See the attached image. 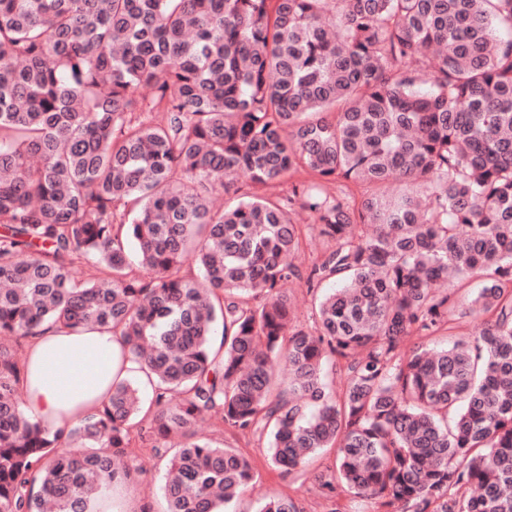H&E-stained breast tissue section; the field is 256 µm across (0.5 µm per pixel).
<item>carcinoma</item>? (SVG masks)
<instances>
[{
  "label": "carcinoma",
  "mask_w": 512,
  "mask_h": 512,
  "mask_svg": "<svg viewBox=\"0 0 512 512\" xmlns=\"http://www.w3.org/2000/svg\"><path fill=\"white\" fill-rule=\"evenodd\" d=\"M496 23L512 28V0H0V336L110 326L154 387L145 409L136 382L112 384L72 451L23 412L0 345V512H97L141 472L122 459L144 410L156 451L182 438L165 512H229L256 480L198 433L212 415L267 435L284 476L335 449L328 496L512 512V38ZM298 172L375 191L267 193ZM241 174L258 192L214 209ZM299 209L331 243L304 269ZM191 253L199 280L180 275ZM80 260L102 277L81 283ZM330 276L315 329L292 327L283 282ZM473 277L465 309L435 288ZM466 316L477 335L401 356Z\"/></svg>",
  "instance_id": "cac0c4a2"
}]
</instances>
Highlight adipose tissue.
<instances>
[{
    "label": "adipose tissue",
    "mask_w": 512,
    "mask_h": 512,
    "mask_svg": "<svg viewBox=\"0 0 512 512\" xmlns=\"http://www.w3.org/2000/svg\"><path fill=\"white\" fill-rule=\"evenodd\" d=\"M22 410L51 432H65L107 400L113 381L135 375L108 327L43 325L25 349Z\"/></svg>",
    "instance_id": "1"
}]
</instances>
